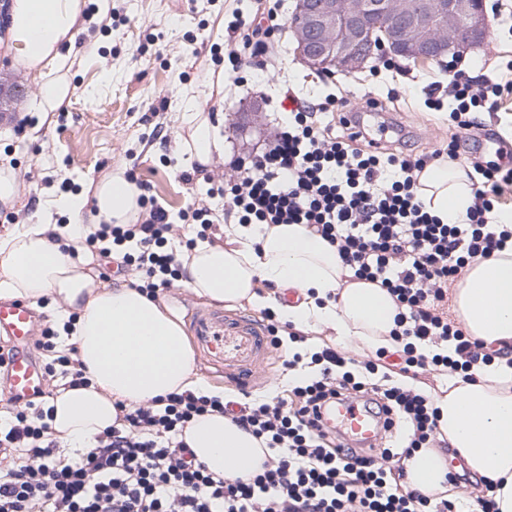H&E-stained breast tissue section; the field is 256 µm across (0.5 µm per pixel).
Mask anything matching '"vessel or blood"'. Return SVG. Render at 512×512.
Returning a JSON list of instances; mask_svg holds the SVG:
<instances>
[{"instance_id":"b4317fda","label":"vessel or blood","mask_w":512,"mask_h":512,"mask_svg":"<svg viewBox=\"0 0 512 512\" xmlns=\"http://www.w3.org/2000/svg\"><path fill=\"white\" fill-rule=\"evenodd\" d=\"M0 335L8 337L11 350L7 369L10 398L22 403L37 397L45 376L32 353L33 311L26 301H0ZM195 342L199 349L223 362L225 368L242 375L252 372L270 349L268 336L255 326L248 325L231 334L220 319L200 320ZM321 420L350 445L367 447L382 436V419L358 400L337 399L334 407L322 413Z\"/></svg>"}]
</instances>
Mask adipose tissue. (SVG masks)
<instances>
[{
    "label": "adipose tissue",
    "mask_w": 512,
    "mask_h": 512,
    "mask_svg": "<svg viewBox=\"0 0 512 512\" xmlns=\"http://www.w3.org/2000/svg\"><path fill=\"white\" fill-rule=\"evenodd\" d=\"M81 0H14L10 47L35 71L33 108L54 112L69 84L61 73V42L75 43ZM180 107L200 161L222 151L215 128L199 111L194 87L184 88ZM421 198L441 223L460 224L473 201L465 171L435 163L420 176ZM139 192L124 173L90 183L84 190L50 200L0 238V298H51L76 315L63 345H75L89 386L57 391L48 400L56 437L74 448L112 426L115 402L142 404L195 388L194 354L179 324L160 304L127 283L104 284L86 266L92 259L81 242L88 223L137 221ZM68 216L66 224L54 215ZM224 243L199 242L183 258L180 283L218 303L248 302L264 308L260 284L298 290L301 303L283 316L301 330L334 331L345 348L395 349L390 337L397 306L378 284L343 282L335 247L303 224H228ZM466 332L497 350L492 362L475 367L476 381L449 376L431 395L439 410V436L464 456L473 474L497 481L498 512H512V251L475 260L455 296ZM185 440L211 472L248 477L265 459L259 442L230 418L205 415L193 421ZM414 489H446L448 464L441 449L422 448L406 460Z\"/></svg>",
    "instance_id": "ef3b65f1"
}]
</instances>
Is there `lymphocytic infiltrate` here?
<instances>
[{
    "mask_svg": "<svg viewBox=\"0 0 512 512\" xmlns=\"http://www.w3.org/2000/svg\"><path fill=\"white\" fill-rule=\"evenodd\" d=\"M449 118L457 128H474V113L492 111L512 85L458 70L448 78ZM338 99L297 109L274 129L260 153L237 162L226 179L224 216L238 224H303L335 246L354 278L380 284L399 312L392 336L402 341L403 371L434 370L471 379L472 369L490 361L481 341L444 317L449 287L468 265L512 239V230L492 222L502 186L512 168L474 163L473 203L464 224H444L418 198L419 177L431 162L458 160L460 140L429 154L395 149H351L353 141L378 139L382 130L343 133L321 125L316 115ZM174 226L167 210L151 203L141 222L97 225L84 241L99 256L131 242L122 256L141 277L137 288L149 296L170 288L182 263L167 244ZM62 330L44 324L37 350L54 353L48 376L83 387L76 350L56 355ZM292 399L265 396L223 400L187 390L149 402L116 405L112 427L91 446L68 451L53 436L44 397L11 404L0 418V512H458L455 501L404 487L402 463L431 447L438 410L424 393L393 380H377L373 361L349 370L343 353L324 348L298 365ZM379 398L392 426L375 452L345 447L336 433L316 421L322 407L357 394ZM218 413L265 444L258 473L230 477L210 472L183 440L195 417Z\"/></svg>",
    "mask_w": 512,
    "mask_h": 512,
    "instance_id": "f902f5d3",
    "label": "lymphocytic infiltrate"
}]
</instances>
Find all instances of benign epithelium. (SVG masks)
Segmentation results:
<instances>
[{"mask_svg":"<svg viewBox=\"0 0 512 512\" xmlns=\"http://www.w3.org/2000/svg\"><path fill=\"white\" fill-rule=\"evenodd\" d=\"M294 52L325 71L360 70L379 51L417 63L483 44V0H297L288 25Z\"/></svg>","mask_w":512,"mask_h":512,"instance_id":"7a95c632","label":"benign epithelium"}]
</instances>
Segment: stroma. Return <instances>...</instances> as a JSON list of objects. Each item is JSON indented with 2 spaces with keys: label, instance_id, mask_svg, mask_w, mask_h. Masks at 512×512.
<instances>
[{
  "label": "stroma",
  "instance_id": "1",
  "mask_svg": "<svg viewBox=\"0 0 512 512\" xmlns=\"http://www.w3.org/2000/svg\"><path fill=\"white\" fill-rule=\"evenodd\" d=\"M112 7L126 24L109 33L100 23L87 25L79 36L87 52L60 48L68 56L64 74L70 83L60 112L32 110L31 72L0 50V165L14 168L21 182L15 206L0 214V235L39 203L61 195L63 187L77 191L118 169L133 173L144 194L166 208L170 222L179 223L180 211L194 199L211 209L219 227L224 198L209 194V178L236 176L234 160L262 151L294 103L314 105L332 94L357 109L366 97H378L383 113L406 127L413 152L421 154L444 147L453 133L441 86L450 68L472 76L494 69L512 80V0H485L488 38L454 64L418 65L398 57L388 70L376 57L354 75L319 73L295 59L283 29L262 55L260 75L246 70L241 79L213 87L201 85L200 75L215 68L211 44L238 43L227 28L234 12L250 19L270 10L287 21L295 0H112ZM190 84L199 86L203 110L224 141L223 153L205 165L203 175L178 108L179 93ZM185 171L193 173L192 182L182 180ZM158 301L187 335L189 316L198 311L223 314L231 323L269 320L265 310L247 302L213 304L178 285L160 292ZM284 358L283 350H271L253 369L251 396L287 389L293 375L284 369Z\"/></svg>",
  "mask_w": 512,
  "mask_h": 512
}]
</instances>
